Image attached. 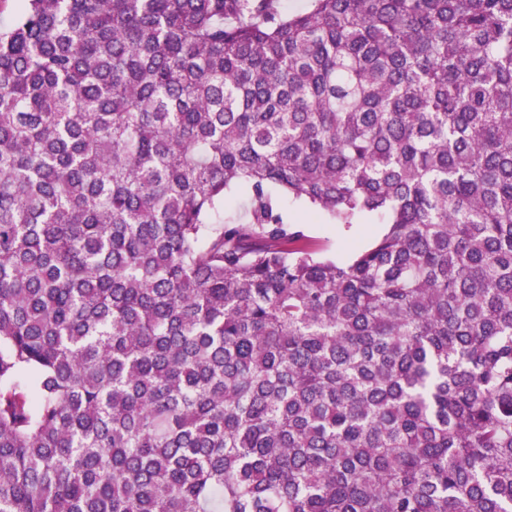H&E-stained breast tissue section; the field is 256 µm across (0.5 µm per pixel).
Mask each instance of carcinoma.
Masks as SVG:
<instances>
[{"instance_id":"obj_1","label":"carcinoma","mask_w":512,"mask_h":512,"mask_svg":"<svg viewBox=\"0 0 512 512\" xmlns=\"http://www.w3.org/2000/svg\"><path fill=\"white\" fill-rule=\"evenodd\" d=\"M0 512H512V0H23ZM280 205L288 223L299 225L319 245L320 254L330 259L348 260L354 252L373 243L385 228L373 217L363 218L350 228L328 224L306 204L288 197H283Z\"/></svg>"}]
</instances>
